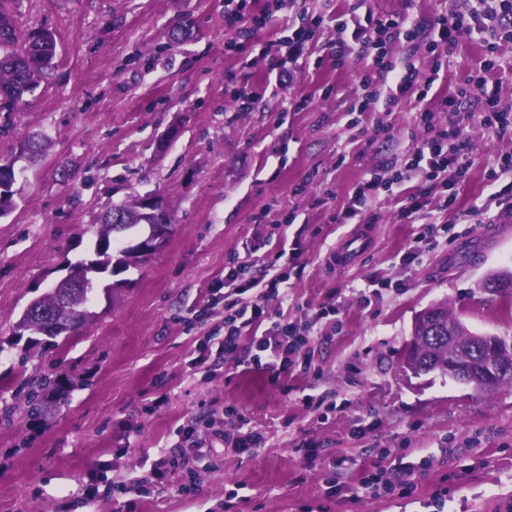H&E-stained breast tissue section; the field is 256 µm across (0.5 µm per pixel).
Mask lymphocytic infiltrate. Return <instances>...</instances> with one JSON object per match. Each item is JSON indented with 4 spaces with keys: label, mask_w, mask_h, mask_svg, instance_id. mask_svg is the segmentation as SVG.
<instances>
[{
    "label": "lymphocytic infiltrate",
    "mask_w": 512,
    "mask_h": 512,
    "mask_svg": "<svg viewBox=\"0 0 512 512\" xmlns=\"http://www.w3.org/2000/svg\"><path fill=\"white\" fill-rule=\"evenodd\" d=\"M336 28L342 33L336 43V60H344L353 50L370 62L359 77L351 111L364 115L381 108L390 112L405 101L419 106L414 122L422 135L390 180L403 183L420 172L426 184L409 193L400 219L415 223L432 203L443 211L454 208L457 194L453 187L471 165L466 122L479 119L499 136L512 132V111L500 108L499 94L487 81L488 75L505 64L500 46L512 43V0H458L450 12L427 20L407 10L380 14L353 9L337 15ZM471 30L482 34L486 48L480 73L447 94L431 96L444 57L457 46L459 36ZM419 44L430 58L428 66L421 69L410 61L397 65V48ZM440 112L448 113L447 124H438ZM288 279V272L274 264L257 266L230 259L224 267V339L217 351L201 350L196 365H208L218 356L226 366L263 373L271 385L286 393L292 390L289 373L317 375L319 368L309 350L315 326L339 315L340 309L329 303L320 305L309 319H273L271 306L288 303Z\"/></svg>",
    "instance_id": "1"
}]
</instances>
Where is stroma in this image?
I'll use <instances>...</instances> for the list:
<instances>
[{"label": "stroma", "instance_id": "1", "mask_svg": "<svg viewBox=\"0 0 512 512\" xmlns=\"http://www.w3.org/2000/svg\"><path fill=\"white\" fill-rule=\"evenodd\" d=\"M303 2L307 17L328 23L292 64L284 53L260 54L285 28L279 16L245 39V51L226 52L234 34L224 0H22L20 26L55 33L59 67L0 134V157L19 155L31 135L50 143L0 218V410H13L0 421V512H512V386L480 397L402 363L415 314L435 302H447L470 331L512 344V302L479 288L489 270L512 268V227L498 223L496 199L512 176L488 177L512 153V136L470 124L472 165L455 209L438 215L451 229L410 269L400 259L421 227L401 223L399 209L411 181L365 208L360 222L375 228L372 247L350 267L332 264L351 230L335 216L353 187L388 177L420 132L411 103L354 125L348 108L367 63L352 56L334 65L329 20L357 0ZM186 12L196 33L170 46L169 25ZM483 59L481 34L460 39L437 91L476 75ZM283 69L291 74L285 87L277 82ZM228 70L237 84H225ZM238 89L259 93L253 111H238ZM295 95L309 97L308 108L284 111ZM172 124L180 136L160 147ZM376 124L388 133L368 141L361 131ZM149 191L173 211V235L112 292L95 289L98 319L81 336L28 363V373L81 382L47 421L28 422L12 386L22 371L14 323L89 247L108 205ZM285 236L304 246L288 282L289 315L331 295L343 306L336 320H322L312 344L319 375L291 377L285 394L255 372L193 367L200 348L224 336L225 264L234 256L273 261ZM373 275L402 276L406 285L366 303L360 291ZM205 303L209 317L185 324ZM309 396L336 411L325 419L304 411ZM230 407L268 432L265 448L241 454L220 442L179 463L183 426L232 430ZM338 458L346 461L339 472ZM161 460L165 476L152 478ZM368 468L401 469L411 496L380 487L329 494L328 478L353 484ZM133 483L139 491L127 492Z\"/></svg>", "mask_w": 512, "mask_h": 512}]
</instances>
